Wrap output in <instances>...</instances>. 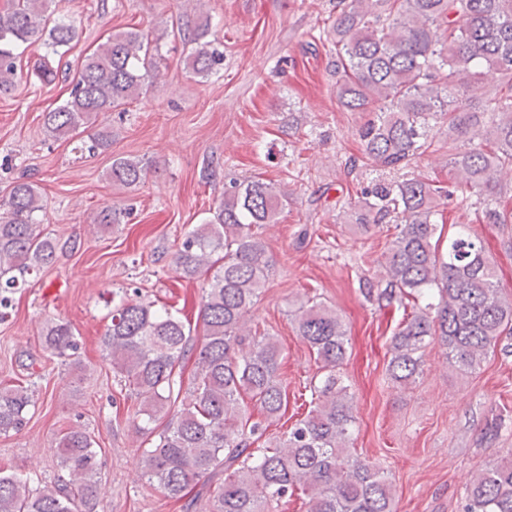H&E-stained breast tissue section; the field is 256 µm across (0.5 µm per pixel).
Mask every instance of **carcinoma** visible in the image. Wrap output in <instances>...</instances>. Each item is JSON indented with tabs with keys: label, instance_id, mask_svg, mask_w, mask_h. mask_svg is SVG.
<instances>
[{
	"label": "carcinoma",
	"instance_id": "cac0c4a2",
	"mask_svg": "<svg viewBox=\"0 0 512 512\" xmlns=\"http://www.w3.org/2000/svg\"><path fill=\"white\" fill-rule=\"evenodd\" d=\"M50 0H11L0 12V94L17 83L19 49L48 32L53 54L69 46L75 26L53 17ZM198 25L188 66L213 73L223 53ZM138 30L112 34L85 56L69 99L44 114L55 137L68 135L91 115L137 99L161 60L159 41ZM336 47V93L348 112H369L359 128L365 158L401 178L364 187L355 223L392 224L383 253L385 287L368 288L377 300L414 301L395 331L388 372L407 385L422 372L425 348L436 343L449 363L477 369L502 337L512 335V300L503 296L485 246L467 224L442 245L438 219L447 201L475 210L484 224H512V207L497 196L498 175L512 170V0H338L326 32ZM448 124L452 188L404 172L432 145V131ZM112 145V131L93 134L82 150L96 155ZM109 177L123 189L146 177L139 161L112 160ZM479 207H473L471 197ZM283 206L260 179L230 183L224 201L189 231L173 255L180 278L206 277L202 302L205 341L196 353L188 392L183 362L193 354L185 324L168 308L124 298L113 305L102 336L105 358L134 399L132 422L150 440L142 475L165 498L182 500L203 479L215 482L204 512H274L296 492L306 512H393L391 486L373 463L353 457L355 418L351 396L336 370L347 354L344 325L313 297L293 311L297 335L324 371L311 386L313 409L273 439L267 424L281 416L288 394L279 379L282 349L269 334L244 329L272 272L259 230ZM44 204L37 185L16 181L0 200V309L12 307L27 277L55 263L61 243L40 229ZM124 212L107 206L96 216L103 228L122 223ZM44 347L69 360L79 342L69 325L52 323ZM253 402L259 419L240 405ZM36 399L23 383L0 387V435L20 431ZM170 420L156 430L163 411ZM57 466L67 477L36 488L28 478L0 471V512H96L99 461L93 436L80 426L56 444ZM463 512H512V460L479 473L467 488Z\"/></svg>",
	"mask_w": 512,
	"mask_h": 512
}]
</instances>
